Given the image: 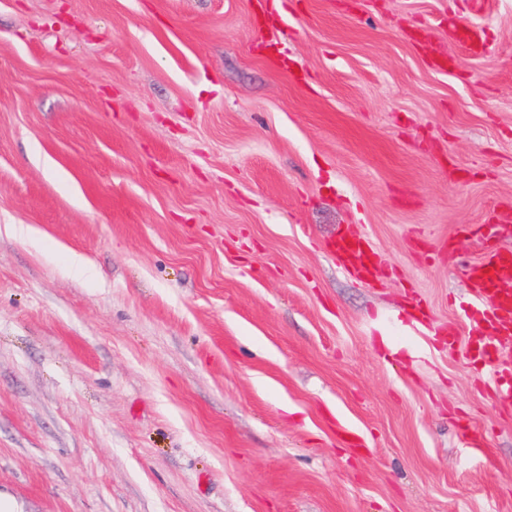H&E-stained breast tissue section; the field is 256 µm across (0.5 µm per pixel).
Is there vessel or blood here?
<instances>
[{"label": "vessel or blood", "mask_w": 512, "mask_h": 512, "mask_svg": "<svg viewBox=\"0 0 512 512\" xmlns=\"http://www.w3.org/2000/svg\"><path fill=\"white\" fill-rule=\"evenodd\" d=\"M338 249L349 269L364 274L367 245L364 240L340 237ZM470 278L483 300L482 306L472 308V323L491 324L492 330L483 336L472 357L490 371L498 370L502 348L512 342V251L499 249L487 254L470 269Z\"/></svg>", "instance_id": "vessel-or-blood-1"}]
</instances>
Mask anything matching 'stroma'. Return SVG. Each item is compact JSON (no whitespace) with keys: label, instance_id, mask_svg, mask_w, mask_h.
<instances>
[{"label":"stroma","instance_id":"35a3bbf8","mask_svg":"<svg viewBox=\"0 0 512 512\" xmlns=\"http://www.w3.org/2000/svg\"><path fill=\"white\" fill-rule=\"evenodd\" d=\"M279 2L0 0V493L27 512H512L466 317L512 249V0ZM337 243L349 269L363 278L364 272L367 270L364 265L366 242L362 239H351L341 234Z\"/></svg>","mask_w":512,"mask_h":512}]
</instances>
